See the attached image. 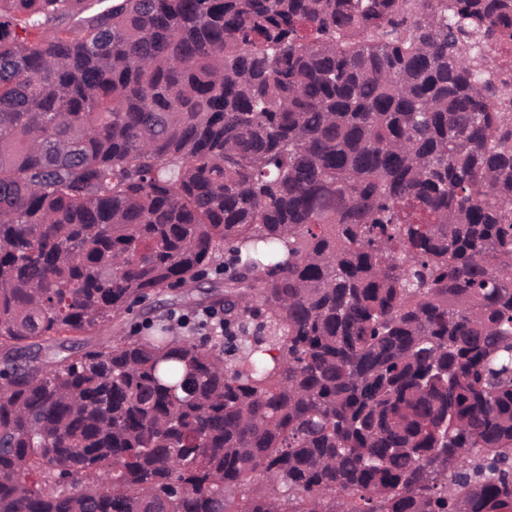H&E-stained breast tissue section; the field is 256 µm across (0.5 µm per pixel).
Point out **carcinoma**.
<instances>
[{"mask_svg": "<svg viewBox=\"0 0 512 512\" xmlns=\"http://www.w3.org/2000/svg\"><path fill=\"white\" fill-rule=\"evenodd\" d=\"M511 41L512 0H0V512H512Z\"/></svg>", "mask_w": 512, "mask_h": 512, "instance_id": "carcinoma-1", "label": "carcinoma"}]
</instances>
